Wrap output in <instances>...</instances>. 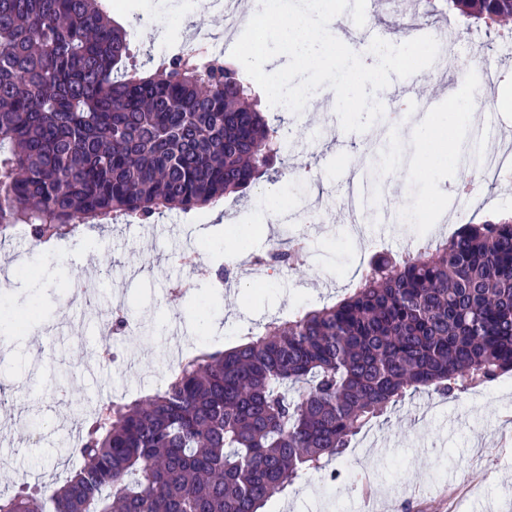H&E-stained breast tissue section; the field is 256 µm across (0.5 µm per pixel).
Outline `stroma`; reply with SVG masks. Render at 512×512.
Returning a JSON list of instances; mask_svg holds the SVG:
<instances>
[{
  "mask_svg": "<svg viewBox=\"0 0 512 512\" xmlns=\"http://www.w3.org/2000/svg\"><path fill=\"white\" fill-rule=\"evenodd\" d=\"M109 13L129 32L140 62L159 54V34L173 46L187 31L224 30L222 10L197 9L192 0H111ZM400 16L423 27V34L396 40L373 99L297 113L288 148L292 170L275 185L226 197L215 207L175 212L149 226H84L81 235L93 238L84 248L52 241L36 246L21 234L0 238V257L17 262L9 290L0 292V309L9 313L35 303L43 311L38 324L0 333V382L12 387L0 408V492L61 482L77 464L64 449L78 439L83 413L108 397L129 402L155 393L176 366L166 348L174 322L183 324L182 348L225 349L249 328L337 302L374 256L409 253L447 235L451 211L467 209L475 224L512 213V189L506 187L483 186L476 203L459 199L458 185L473 173L470 146L453 162L434 148L417 162L411 143L401 140V128L390 120L398 109L401 127L431 116L454 125V115L435 113L456 88L455 76L434 64L446 52L463 69L476 59L498 65L491 89L474 77L469 101L482 126L512 136V110L497 104L499 94H512V37L465 27L444 0H396L392 10L378 0H357L350 28L360 39V62H369L384 45ZM369 153L385 156L388 194L402 212L420 218L387 225L383 241L371 247L354 240L343 211L349 173L363 169ZM275 191L285 201L301 195L303 204L320 211L321 223L272 221L267 199ZM248 223L254 226L255 255L278 238L307 235L303 272L288 269L260 285L240 276L212 305L196 291L167 298L170 284L184 276L173 257L198 245L200 230H207L215 250L226 225ZM118 302L133 325L124 336L109 334L87 312ZM106 348L120 362L103 370L98 354ZM511 412L512 372L459 399L411 396L373 426L393 444L391 453L368 448L366 436H358L343 459L322 471H303L263 512H356L368 492L390 512H512V446L497 440Z\"/></svg>",
  "mask_w": 512,
  "mask_h": 512,
  "instance_id": "35a3bbf8",
  "label": "stroma"
}]
</instances>
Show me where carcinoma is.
<instances>
[{
    "label": "carcinoma",
    "mask_w": 512,
    "mask_h": 512,
    "mask_svg": "<svg viewBox=\"0 0 512 512\" xmlns=\"http://www.w3.org/2000/svg\"><path fill=\"white\" fill-rule=\"evenodd\" d=\"M485 24L512 0H448ZM102 0H0V236L35 243L112 218L155 224L288 169L284 118L222 56L129 74ZM112 333L130 330L121 310ZM512 371V217L373 259L336 303L202 349L145 399L108 398L81 466L0 512H261L406 396L459 398Z\"/></svg>",
    "instance_id": "carcinoma-1"
}]
</instances>
